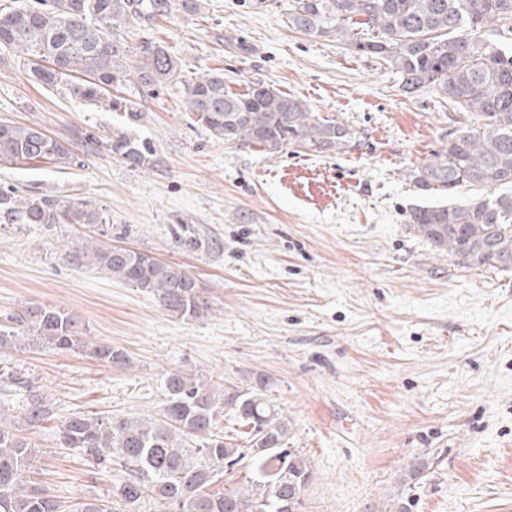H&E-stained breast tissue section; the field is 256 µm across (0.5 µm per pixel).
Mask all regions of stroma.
I'll list each match as a JSON object with an SVG mask.
<instances>
[{"label": "stroma", "mask_w": 512, "mask_h": 512, "mask_svg": "<svg viewBox=\"0 0 512 512\" xmlns=\"http://www.w3.org/2000/svg\"><path fill=\"white\" fill-rule=\"evenodd\" d=\"M290 0H205L128 34L158 40L195 78L222 69L230 91L263 82L305 100L355 134L346 152L290 146L276 155L214 139L189 112L184 85L123 96L142 112L131 133L153 166L134 170L104 144L114 112L35 84L26 61L0 49V121L35 123L67 141L73 162L0 167V191L83 201L101 224L47 230L0 213V325L33 303L80 318L88 342L123 351L109 366L47 346L0 348V374L26 378L52 404L27 437L36 476L57 500L107 495L118 473L59 447L74 412L154 415L167 372L241 388L254 374L312 466L303 512H512V270L468 269L406 224L415 167L469 125L434 89L405 95L399 77L340 42L288 25ZM100 146L87 152V135ZM195 225L220 249L176 247ZM91 238L195 277L208 316L180 320L150 294L68 261ZM425 476L405 482L413 458Z\"/></svg>", "instance_id": "1"}]
</instances>
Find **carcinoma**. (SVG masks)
Masks as SVG:
<instances>
[{"label":"carcinoma","mask_w":512,"mask_h":512,"mask_svg":"<svg viewBox=\"0 0 512 512\" xmlns=\"http://www.w3.org/2000/svg\"><path fill=\"white\" fill-rule=\"evenodd\" d=\"M200 11L201 0H34L0 13V47L30 58L31 77L42 87L106 106L132 125L140 117L138 103L110 94L104 84L132 80L156 92L181 79L183 66L159 41L133 52L120 32L175 12ZM288 25L384 62L407 94L433 88L448 106L472 115L477 126L448 135L410 177L423 191L453 195L462 186H477L484 193L461 203L413 205L406 223L467 268L511 270L512 0H291ZM185 93L195 121L229 145L269 155L288 145L325 153L345 149L354 138L349 127L268 84L230 91L220 68L185 83ZM106 147L132 168L155 156L147 143L123 132ZM71 158L68 145L40 126L0 122L1 166L42 161L65 167ZM0 209L20 224L46 228L103 223L97 209L59 196L0 193ZM175 242L186 251L210 246L189 224L176 230ZM68 257L74 266H92L151 293L175 318L198 319L212 310L178 263L93 240L71 246ZM12 321L14 326L0 329V346L20 342L21 332L31 330L37 341L58 350L111 365L124 362L111 346L84 341L79 322L64 310L36 304ZM272 386L264 374L242 389L174 370L165 376L166 403L156 416L71 414L59 426L60 445L118 470L121 479L109 495L83 498L67 505V512H140L149 493L168 512H302L311 465L288 447V419L268 398ZM50 412L49 401L33 394L20 418H0V512H62L61 502L32 478L37 449L22 434ZM222 412L245 429L244 445L224 441L217 420ZM244 460L252 472L245 486L213 490L226 468Z\"/></svg>","instance_id":"1"}]
</instances>
